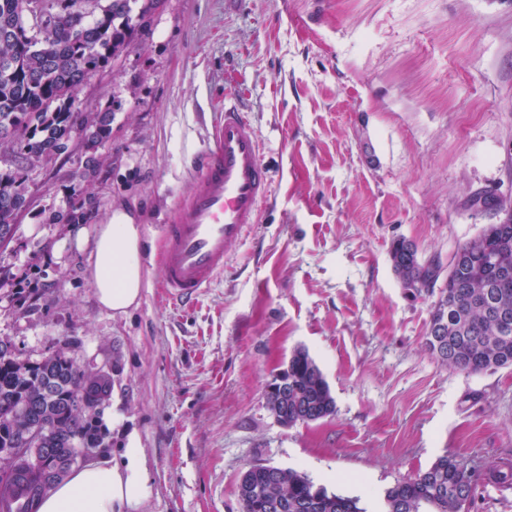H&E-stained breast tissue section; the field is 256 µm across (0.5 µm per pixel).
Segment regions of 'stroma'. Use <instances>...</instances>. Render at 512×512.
Here are the masks:
<instances>
[{
	"instance_id": "stroma-1",
	"label": "stroma",
	"mask_w": 512,
	"mask_h": 512,
	"mask_svg": "<svg viewBox=\"0 0 512 512\" xmlns=\"http://www.w3.org/2000/svg\"><path fill=\"white\" fill-rule=\"evenodd\" d=\"M247 113L274 196L192 305L161 287L162 222L194 175L225 98ZM119 99L91 190L96 214L143 226L144 288L112 317L69 224L50 223L80 181L75 155L30 174L32 205L0 252V338L19 360L65 351L111 379L104 447L127 433L152 494L142 512H241L256 464L306 473L381 512L384 494L448 455L479 477L469 512H512V369L470 374L425 341L434 294L409 295L393 240L447 266L458 245L512 221V0H163L120 63L81 86L80 108ZM308 351L333 416L280 426L265 389ZM119 414V428L108 420Z\"/></svg>"
}]
</instances>
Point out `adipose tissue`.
<instances>
[{
	"mask_svg": "<svg viewBox=\"0 0 512 512\" xmlns=\"http://www.w3.org/2000/svg\"><path fill=\"white\" fill-rule=\"evenodd\" d=\"M91 245L89 277L100 306L115 317L137 306L143 287V228L123 210L97 225ZM151 495L143 450L129 434L122 462L93 461L75 469L43 498L39 512H139Z\"/></svg>",
	"mask_w": 512,
	"mask_h": 512,
	"instance_id": "1",
	"label": "adipose tissue"
}]
</instances>
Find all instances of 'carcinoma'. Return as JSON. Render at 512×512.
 <instances>
[{"mask_svg": "<svg viewBox=\"0 0 512 512\" xmlns=\"http://www.w3.org/2000/svg\"><path fill=\"white\" fill-rule=\"evenodd\" d=\"M48 13L67 7L69 20L29 30L20 23L25 0H0V129L11 127L16 135L0 139V230H18L17 218L30 207L29 172L64 156V140L78 119L76 89L89 76L123 56L137 33L162 0H42ZM122 103L112 102L84 126L86 157L82 177L88 182L106 158L100 146L112 142V123ZM96 210L85 186L71 189L68 209L52 212L55 224H83ZM477 253L467 278L448 266V276L433 305L426 337L428 351L451 368L480 374L512 367V321L504 324L495 312H512V287L499 288L504 272L512 274V223L492 224L462 244ZM392 269L400 282L413 279L419 291L432 292L441 267L422 262L417 252L396 239L390 249ZM283 373L288 378V405L275 396L269 410L280 415L288 409V426L309 424L335 413V399L316 362L297 349ZM51 385L49 394L41 388ZM109 390L104 379L91 391L74 361L59 352L39 362L23 363L15 353L0 355V448H20L27 435L42 427V447L68 448L83 440L88 448L103 445L94 418ZM30 482L32 508L37 512L44 497L37 479L18 474L8 485ZM477 482L457 467V460L439 457L414 478L389 488L384 512H461L462 500L475 497ZM242 512H266L259 504L274 499L279 512H367L357 497L330 493L306 474L282 470L273 486L252 472L250 489L239 495Z\"/></svg>", "mask_w": 512, "mask_h": 512, "instance_id": "carcinoma-1", "label": "carcinoma"}]
</instances>
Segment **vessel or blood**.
<instances>
[{"label": "vessel or blood", "instance_id": "b4317fda", "mask_svg": "<svg viewBox=\"0 0 512 512\" xmlns=\"http://www.w3.org/2000/svg\"><path fill=\"white\" fill-rule=\"evenodd\" d=\"M272 188L259 137L237 101L225 100L191 186L164 221L160 263L168 300L191 304L222 278L230 246L257 223Z\"/></svg>", "mask_w": 512, "mask_h": 512}]
</instances>
